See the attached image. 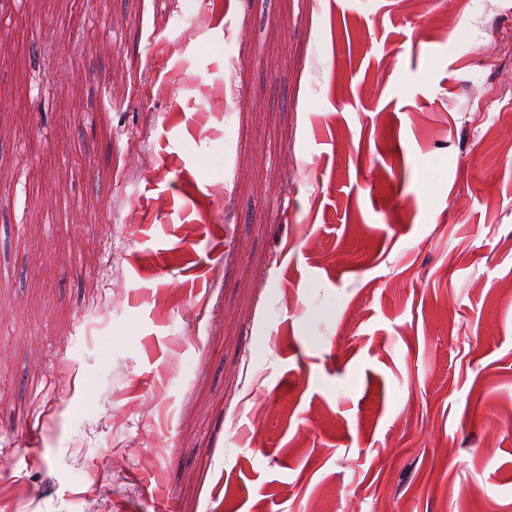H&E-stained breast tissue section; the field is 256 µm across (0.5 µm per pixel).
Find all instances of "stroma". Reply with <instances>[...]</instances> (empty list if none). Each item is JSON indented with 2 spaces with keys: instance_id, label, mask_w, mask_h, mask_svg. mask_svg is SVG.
<instances>
[{
  "instance_id": "stroma-1",
  "label": "stroma",
  "mask_w": 512,
  "mask_h": 512,
  "mask_svg": "<svg viewBox=\"0 0 512 512\" xmlns=\"http://www.w3.org/2000/svg\"><path fill=\"white\" fill-rule=\"evenodd\" d=\"M512 0H0V512H512Z\"/></svg>"
}]
</instances>
